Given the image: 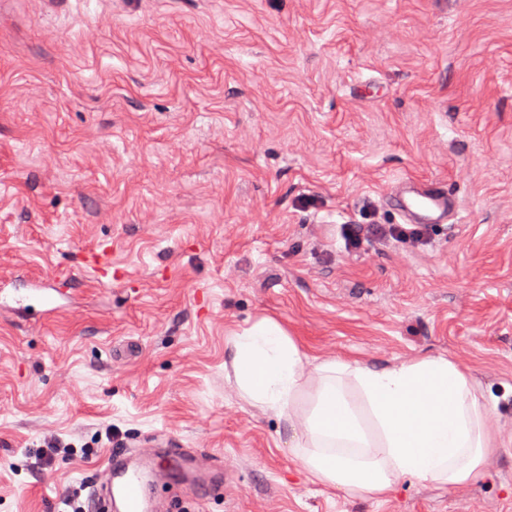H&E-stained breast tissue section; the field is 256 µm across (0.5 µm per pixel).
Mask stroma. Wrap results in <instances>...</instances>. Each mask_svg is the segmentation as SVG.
<instances>
[{"label":"stroma","mask_w":512,"mask_h":512,"mask_svg":"<svg viewBox=\"0 0 512 512\" xmlns=\"http://www.w3.org/2000/svg\"><path fill=\"white\" fill-rule=\"evenodd\" d=\"M406 176L464 223L347 249ZM104 240L129 281L82 265ZM57 273L37 322L0 310V512H62L157 444L161 512H512V0H7L0 280ZM263 317L312 360L451 359L493 413L481 475L318 482L224 372ZM68 279L64 276H56L51 283L41 285L34 283L31 288V295L35 301L49 305L58 301L59 297H65L70 288H68Z\"/></svg>","instance_id":"35a3bbf8"}]
</instances>
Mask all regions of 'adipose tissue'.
<instances>
[{
  "label": "adipose tissue",
  "instance_id": "obj_1",
  "mask_svg": "<svg viewBox=\"0 0 512 512\" xmlns=\"http://www.w3.org/2000/svg\"><path fill=\"white\" fill-rule=\"evenodd\" d=\"M224 366L247 403L285 420L289 448L327 486L380 496L406 478L461 485L497 446L482 393L444 356L314 363L264 317L231 336Z\"/></svg>",
  "mask_w": 512,
  "mask_h": 512
}]
</instances>
